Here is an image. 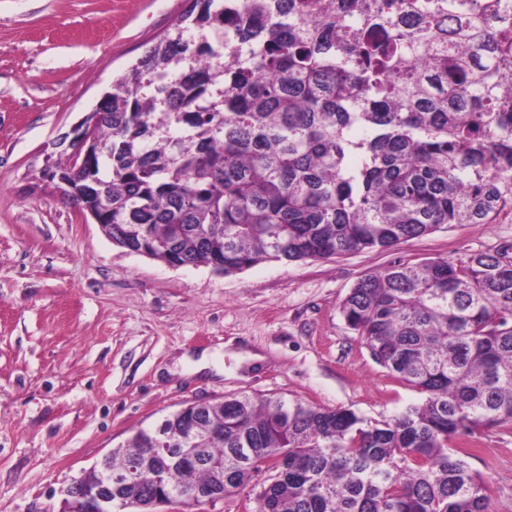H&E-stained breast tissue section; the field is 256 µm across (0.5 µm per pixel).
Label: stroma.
<instances>
[{"label": "stroma", "mask_w": 512, "mask_h": 512, "mask_svg": "<svg viewBox=\"0 0 512 512\" xmlns=\"http://www.w3.org/2000/svg\"><path fill=\"white\" fill-rule=\"evenodd\" d=\"M188 0H0V512L62 490L133 430L194 401L268 395L380 420L420 394L376 364L340 304L398 262L512 245V212L388 251L224 275L113 244L38 177L48 154ZM488 512H512V431L470 436Z\"/></svg>", "instance_id": "stroma-1"}]
</instances>
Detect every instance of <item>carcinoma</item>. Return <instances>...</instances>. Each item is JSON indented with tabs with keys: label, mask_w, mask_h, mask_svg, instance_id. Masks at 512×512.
<instances>
[{
	"label": "carcinoma",
	"mask_w": 512,
	"mask_h": 512,
	"mask_svg": "<svg viewBox=\"0 0 512 512\" xmlns=\"http://www.w3.org/2000/svg\"><path fill=\"white\" fill-rule=\"evenodd\" d=\"M93 154L62 175L112 236L226 275L392 247L512 208V13L502 0H190L98 103ZM509 248L398 263L340 312L373 360L423 395L372 423L274 396H227L190 473L224 494L284 458L255 512H487L469 452L512 426Z\"/></svg>",
	"instance_id": "obj_1"
}]
</instances>
